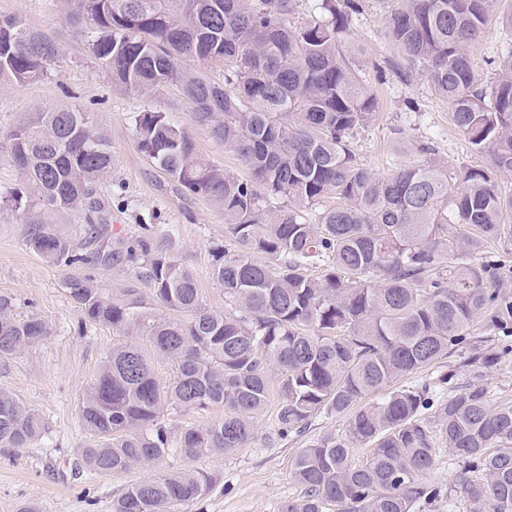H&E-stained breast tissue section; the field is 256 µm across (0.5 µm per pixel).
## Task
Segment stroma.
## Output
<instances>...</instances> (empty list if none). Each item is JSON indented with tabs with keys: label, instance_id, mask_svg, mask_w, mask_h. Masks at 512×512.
Returning <instances> with one entry per match:
<instances>
[{
	"label": "stroma",
	"instance_id": "stroma-1",
	"mask_svg": "<svg viewBox=\"0 0 512 512\" xmlns=\"http://www.w3.org/2000/svg\"><path fill=\"white\" fill-rule=\"evenodd\" d=\"M61 0H0V15H17L52 34L64 47L65 61L40 82L0 85V187L16 183L18 174L9 154L7 129L21 116L69 106L89 112L94 132L108 140L117 174L126 185L130 204L113 214L112 237L120 238L138 224L153 225L155 237L195 274L207 306L224 308V292L212 281L211 247L224 240V216L208 202L183 193L176 182L139 151L134 116L144 108L170 112L186 119L189 104L172 87L141 95L116 90L85 47L71 35ZM388 0H369V8L353 18L351 28L361 52L356 61L363 80L377 97L375 120L357 137V153L372 172L384 175L414 159L419 142L436 149L435 160L449 176L462 167L487 164L473 153L465 136L451 122L447 101L435 96L425 78L401 84L385 64L394 56L386 34ZM512 43V28L491 16L483 36L471 47L474 66L483 78ZM18 216L0 213V294L11 296L18 317L36 313L51 326L40 344L0 360V389L16 394L46 421L45 437L34 447L0 448V512H19L25 505L38 512H111L112 500L130 484L149 475L180 468L166 460L151 468H135L117 477L74 473L73 463L89 436L83 429L78 400L94 378L103 356L122 343L111 328L89 327L78 332L81 313L65 291L72 268L46 261L24 242ZM274 410L257 423L247 447L226 455L202 456L189 466L212 474L214 486L199 502L180 505L178 512H281L301 487L293 478L301 448L343 430L341 420L319 417L305 433L283 440L274 436Z\"/></svg>",
	"mask_w": 512,
	"mask_h": 512
}]
</instances>
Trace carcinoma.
Wrapping results in <instances>:
<instances>
[{
    "label": "carcinoma",
    "mask_w": 512,
    "mask_h": 512,
    "mask_svg": "<svg viewBox=\"0 0 512 512\" xmlns=\"http://www.w3.org/2000/svg\"><path fill=\"white\" fill-rule=\"evenodd\" d=\"M297 0H74L73 36L122 91L174 86L189 119L210 128L248 169L239 178L197 150L169 113L134 116L139 150L188 195L224 214V244L212 247L210 276L224 311L209 309L190 269L161 247L153 225L116 241L99 216L101 197L127 207L112 178L106 138L90 113L34 112L8 141L18 184L0 208L21 215L25 244L66 267L129 270L149 287L109 294L91 273L65 290L79 330L110 327L144 337L173 363L163 387L150 356L133 343L107 350L78 403L91 443L74 469L118 476L165 459L230 454L253 439L272 392L277 431L299 435L319 416L345 430L307 445L293 470L303 493L281 512H412L462 496L469 512H512V403L496 401L485 373L512 356V46L496 76L473 68L471 45L492 13L512 27V0H394L387 16L404 82L428 79L451 107L472 151L488 156L448 183L422 142L421 159L379 176L355 153L357 130L376 118L377 99L354 62L352 16L366 0H317L291 23ZM61 55L45 31L0 16V84L48 76ZM82 215V239L57 233L54 218ZM471 231L450 246L448 225ZM502 251H484L487 241ZM88 244L96 245L86 253ZM0 294V358L44 341L49 322L18 319ZM452 358L436 377L423 372ZM458 372L467 382L450 386ZM380 399L366 400L374 392ZM221 408L214 421L169 427L164 406ZM44 419L0 389V447L31 448ZM443 444L456 468L448 495L423 480ZM371 448L364 465L353 450ZM214 484L203 471L175 469L142 479L112 500V512H175Z\"/></svg>",
    "instance_id": "1"
}]
</instances>
